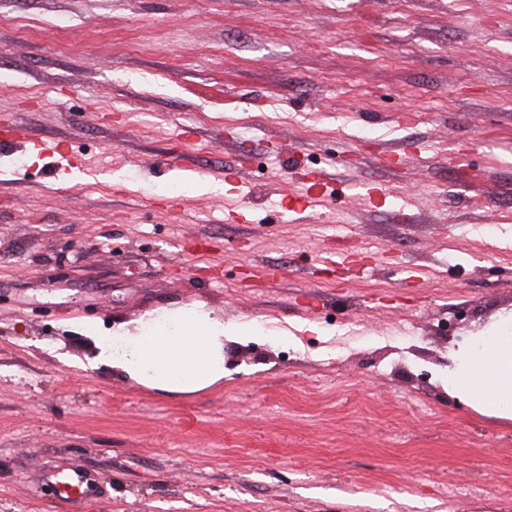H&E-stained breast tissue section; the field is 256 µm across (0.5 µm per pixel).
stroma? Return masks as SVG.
Instances as JSON below:
<instances>
[{"instance_id": "obj_1", "label": "stroma", "mask_w": 512, "mask_h": 512, "mask_svg": "<svg viewBox=\"0 0 512 512\" xmlns=\"http://www.w3.org/2000/svg\"><path fill=\"white\" fill-rule=\"evenodd\" d=\"M0 115L78 158L0 148V512H512L446 388L512 311V0H0ZM177 302L259 323L222 387L89 366Z\"/></svg>"}]
</instances>
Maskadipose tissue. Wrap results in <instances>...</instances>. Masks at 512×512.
I'll list each match as a JSON object with an SVG mask.
<instances>
[{
    "instance_id": "1",
    "label": "adipose tissue",
    "mask_w": 512,
    "mask_h": 512,
    "mask_svg": "<svg viewBox=\"0 0 512 512\" xmlns=\"http://www.w3.org/2000/svg\"><path fill=\"white\" fill-rule=\"evenodd\" d=\"M253 333V327L224 321L198 302L164 309L131 328L119 325L108 336L86 329L95 366L116 370L150 389L181 394L222 385L225 342ZM448 392L467 396L480 414L512 419V314L474 335L453 355Z\"/></svg>"
}]
</instances>
